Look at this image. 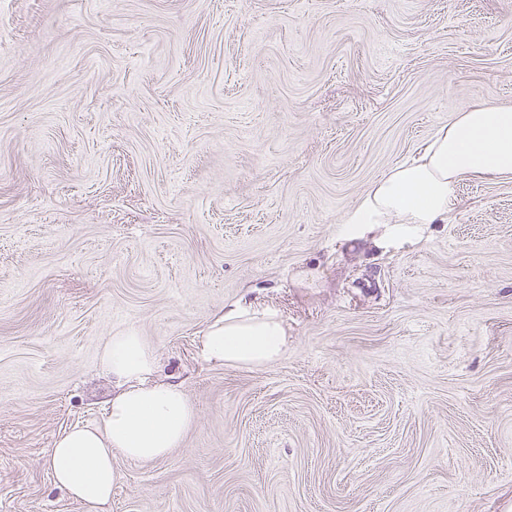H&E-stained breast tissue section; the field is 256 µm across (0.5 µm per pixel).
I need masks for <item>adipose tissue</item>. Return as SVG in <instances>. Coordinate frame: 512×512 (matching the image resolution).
Wrapping results in <instances>:
<instances>
[{
  "instance_id": "1",
  "label": "adipose tissue",
  "mask_w": 512,
  "mask_h": 512,
  "mask_svg": "<svg viewBox=\"0 0 512 512\" xmlns=\"http://www.w3.org/2000/svg\"><path fill=\"white\" fill-rule=\"evenodd\" d=\"M512 177V108L477 104L452 116L414 159L389 169L343 216L350 236L382 227L399 235L446 222L465 177ZM288 349L278 313L237 301L212 320L198 339L206 363L261 367ZM102 371L121 390L101 423L74 425L55 440L49 465L54 483L87 512H102L112 498L113 455L133 462L166 457L181 447L195 407L180 385L154 381L158 358L143 336L127 329L109 336Z\"/></svg>"
}]
</instances>
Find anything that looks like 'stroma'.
<instances>
[{
  "label": "stroma",
  "instance_id": "1",
  "mask_svg": "<svg viewBox=\"0 0 512 512\" xmlns=\"http://www.w3.org/2000/svg\"><path fill=\"white\" fill-rule=\"evenodd\" d=\"M512 107V0H0V512H86L54 440L102 420L112 331L196 417L103 512H512V178L349 239L375 180ZM263 368L203 362L239 298ZM197 346L208 364L269 366L288 350V328L275 310L237 301L206 326Z\"/></svg>",
  "mask_w": 512,
  "mask_h": 512
}]
</instances>
